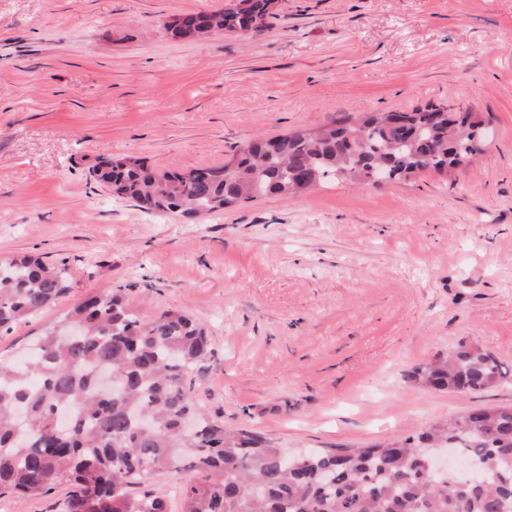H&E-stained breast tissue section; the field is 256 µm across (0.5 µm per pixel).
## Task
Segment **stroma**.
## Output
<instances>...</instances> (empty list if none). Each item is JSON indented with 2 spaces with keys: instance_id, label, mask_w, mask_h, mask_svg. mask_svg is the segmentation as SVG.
<instances>
[{
  "instance_id": "35a3bbf8",
  "label": "stroma",
  "mask_w": 512,
  "mask_h": 512,
  "mask_svg": "<svg viewBox=\"0 0 512 512\" xmlns=\"http://www.w3.org/2000/svg\"><path fill=\"white\" fill-rule=\"evenodd\" d=\"M226 0H0V261L65 264L71 290L0 335L24 354L87 296L204 323L194 391L289 452L403 439L475 404L412 367L464 340L512 366V0H274L257 32L174 35ZM474 112L476 165L259 197L204 223L113 197L89 169L224 164L345 112ZM68 489L0 498L66 512Z\"/></svg>"
}]
</instances>
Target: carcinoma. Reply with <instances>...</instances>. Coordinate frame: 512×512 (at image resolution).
Instances as JSON below:
<instances>
[{"mask_svg":"<svg viewBox=\"0 0 512 512\" xmlns=\"http://www.w3.org/2000/svg\"><path fill=\"white\" fill-rule=\"evenodd\" d=\"M272 0H245L187 18L196 34H247L265 24ZM445 106L392 115L364 112L316 131L244 146L221 166L145 174L143 159L115 155L95 169L113 196L146 211L198 217L260 195L294 196L295 174L375 183L377 168L397 180L415 171L466 164L479 121L465 113L421 132L413 124ZM71 288L64 272L38 258L0 262V333L56 302ZM212 356L206 327L173 310L142 319L122 288L87 297L46 332L18 364L0 360V497L70 488L68 512H166L165 496L131 490L183 463L198 477L179 486L184 512H512V404L475 405L403 440L349 453L310 451L283 463L281 449L246 429L226 430L201 413L195 387ZM110 369L120 390L103 391ZM409 378L473 395L512 383L484 348L458 343L414 366ZM442 448L475 464L481 478L438 477L430 457Z\"/></svg>","mask_w":512,"mask_h":512,"instance_id":"1","label":"carcinoma"}]
</instances>
